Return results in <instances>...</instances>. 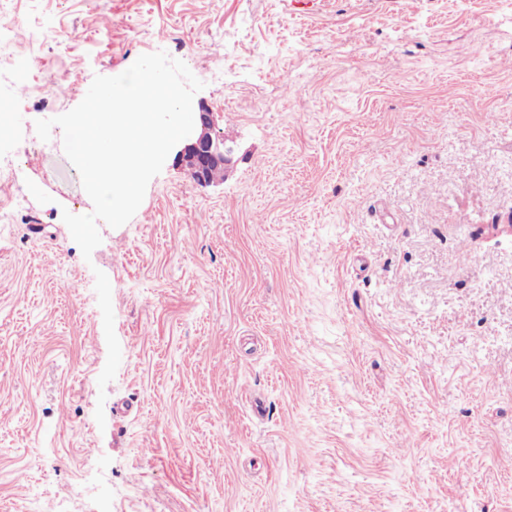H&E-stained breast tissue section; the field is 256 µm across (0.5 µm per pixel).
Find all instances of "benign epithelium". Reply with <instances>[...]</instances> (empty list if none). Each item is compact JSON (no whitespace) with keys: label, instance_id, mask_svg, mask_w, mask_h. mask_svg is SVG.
I'll use <instances>...</instances> for the list:
<instances>
[{"label":"benign epithelium","instance_id":"benign-epithelium-1","mask_svg":"<svg viewBox=\"0 0 512 512\" xmlns=\"http://www.w3.org/2000/svg\"><path fill=\"white\" fill-rule=\"evenodd\" d=\"M233 149L226 146L224 136L215 129L214 116L205 104L198 105L197 132L191 134L189 143L178 154V164L199 186L216 184L212 169L228 170L232 164Z\"/></svg>","mask_w":512,"mask_h":512}]
</instances>
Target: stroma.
<instances>
[{
    "label": "stroma",
    "instance_id": "stroma-1",
    "mask_svg": "<svg viewBox=\"0 0 512 512\" xmlns=\"http://www.w3.org/2000/svg\"><path fill=\"white\" fill-rule=\"evenodd\" d=\"M0 512H512V0H0ZM183 61L168 155L83 257L62 131ZM10 87V86H9ZM197 132L178 154V164L199 186H210L220 181L212 177L213 168H222L224 176L232 164L233 149L227 147L224 136L215 129L214 112L204 103L197 110Z\"/></svg>",
    "mask_w": 512,
    "mask_h": 512
}]
</instances>
